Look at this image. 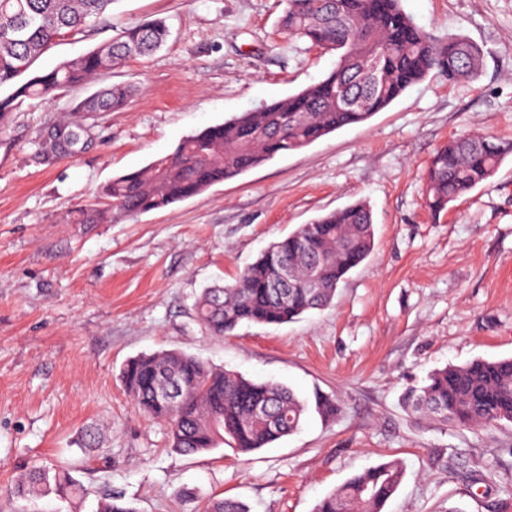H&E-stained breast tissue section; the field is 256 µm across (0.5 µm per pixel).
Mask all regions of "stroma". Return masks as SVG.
Here are the masks:
<instances>
[{"label":"stroma","mask_w":512,"mask_h":512,"mask_svg":"<svg viewBox=\"0 0 512 512\" xmlns=\"http://www.w3.org/2000/svg\"><path fill=\"white\" fill-rule=\"evenodd\" d=\"M416 24L482 51L479 75L429 74L367 122L167 208L109 224H71L103 203L112 177L168 155L186 136L322 79L335 58L280 29L284 0H115L57 38L40 70L126 27L162 18L171 35L46 103L23 105L0 136V512H97L116 492L133 512H194L234 497L249 512H313L363 469L400 459L384 512H512V424L466 429L406 410L403 393L433 370L512 357V159L432 215L427 166L462 134L512 141V0H402ZM133 94L92 118L76 152L42 150L84 97ZM357 201L373 212L374 249L333 303L279 325L216 338L195 318L271 243ZM178 350L255 381L284 384L308 410L301 427L242 455L171 451L164 423L119 379L131 357ZM69 469L83 498L7 489L34 466Z\"/></svg>","instance_id":"stroma-1"}]
</instances>
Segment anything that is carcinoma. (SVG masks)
I'll use <instances>...</instances> for the list:
<instances>
[{"label":"carcinoma","instance_id":"obj_1","mask_svg":"<svg viewBox=\"0 0 512 512\" xmlns=\"http://www.w3.org/2000/svg\"><path fill=\"white\" fill-rule=\"evenodd\" d=\"M116 0H0V133L12 112L28 100H49L132 57L165 45L169 28L146 20L111 42L55 68L31 72L34 62L63 34L78 33ZM282 30L336 54L321 80L285 99L266 102L185 139L170 154L112 179L103 189L108 203L70 212L73 224H106L165 208L237 178L277 156L301 150L336 130L368 121L409 88L435 72L448 82L471 80L482 53L466 38L439 39L418 27L401 0H286ZM132 95L111 85L84 99L63 118L69 149L88 136L87 121L98 112L122 109ZM512 155V142L490 135H460L433 155L424 200L435 214L493 176ZM370 206L355 202L301 225L271 244L234 282L206 289L195 303L198 322L211 335H234L242 323L280 325L327 307L346 275L371 253ZM120 379L135 405L168 428L169 447L182 455L224 444L247 454L295 432L307 411L289 388L256 382L217 369L180 351L143 354L126 362ZM166 385L173 400L159 398ZM404 403L414 412L460 427L490 428L512 423V358L475 359L431 372L409 388ZM404 476L389 460L363 470L321 499L315 512H383ZM62 498L84 493L67 468L54 474L34 468L9 492L25 498L41 487ZM203 512H248L231 498H212Z\"/></svg>","mask_w":512,"mask_h":512}]
</instances>
